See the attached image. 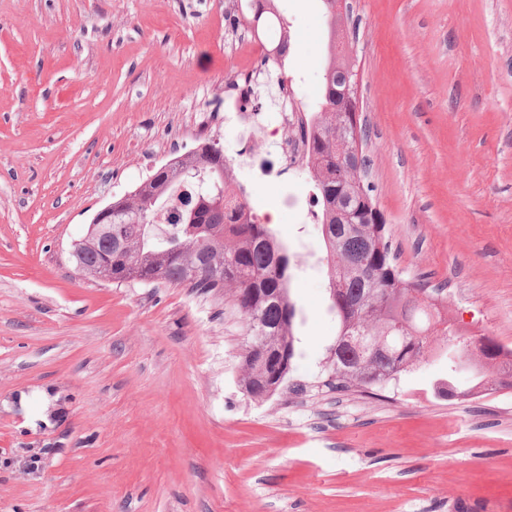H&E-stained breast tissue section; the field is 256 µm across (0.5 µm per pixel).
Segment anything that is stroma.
Segmentation results:
<instances>
[{
    "instance_id": "stroma-1",
    "label": "stroma",
    "mask_w": 512,
    "mask_h": 512,
    "mask_svg": "<svg viewBox=\"0 0 512 512\" xmlns=\"http://www.w3.org/2000/svg\"><path fill=\"white\" fill-rule=\"evenodd\" d=\"M351 3L364 182L396 263L469 337L512 348V0ZM275 7L283 80L230 25L240 0H0V512H512V387L448 400L471 376L444 357L381 388L324 369L339 323L319 206L264 115L284 96L316 110L326 18L322 0ZM204 134L291 257L292 369L264 401L241 389L223 299L71 256Z\"/></svg>"
}]
</instances>
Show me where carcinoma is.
Wrapping results in <instances>:
<instances>
[{"mask_svg": "<svg viewBox=\"0 0 512 512\" xmlns=\"http://www.w3.org/2000/svg\"><path fill=\"white\" fill-rule=\"evenodd\" d=\"M335 0H323L328 43L319 90V111L299 124L307 168L320 205L319 221L331 268L329 293L339 334L329 348L327 369L338 387L384 386L433 354L458 353L470 338L441 311L435 296L423 298L422 284L394 264L385 224L374 221L355 191L366 158L341 166L336 143L366 141V127H354L353 106L343 95L355 72L352 57L337 49L342 16ZM233 162L220 141H202L181 162L153 169L131 193L112 201V236L91 233L74 246L77 267L94 277L110 266L115 284L191 286L198 293L231 292L232 308L244 323L240 379L253 400L272 396L285 382L294 355L295 310L287 293L291 260L251 206L243 189L229 190ZM173 225L158 223L168 205ZM479 362L470 366L473 384L446 395L465 400L504 385L512 349L490 336L479 338Z\"/></svg>", "mask_w": 512, "mask_h": 512, "instance_id": "1", "label": "carcinoma"}]
</instances>
